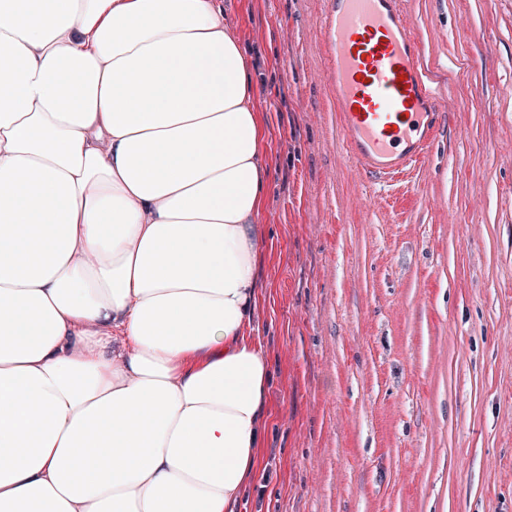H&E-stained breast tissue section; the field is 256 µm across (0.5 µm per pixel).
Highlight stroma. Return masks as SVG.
I'll return each instance as SVG.
<instances>
[{
  "instance_id": "1",
  "label": "stroma",
  "mask_w": 512,
  "mask_h": 512,
  "mask_svg": "<svg viewBox=\"0 0 512 512\" xmlns=\"http://www.w3.org/2000/svg\"><path fill=\"white\" fill-rule=\"evenodd\" d=\"M266 125L262 464L236 512H512V0H406L443 127L347 162L323 0H218Z\"/></svg>"
}]
</instances>
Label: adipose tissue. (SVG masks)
<instances>
[{"mask_svg":"<svg viewBox=\"0 0 512 512\" xmlns=\"http://www.w3.org/2000/svg\"><path fill=\"white\" fill-rule=\"evenodd\" d=\"M264 137L215 0H0V512H233Z\"/></svg>","mask_w":512,"mask_h":512,"instance_id":"adipose-tissue-1","label":"adipose tissue"}]
</instances>
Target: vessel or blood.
Listing matches in <instances>:
<instances>
[{"instance_id": "1", "label": "vessel or blood", "mask_w": 512, "mask_h": 512, "mask_svg": "<svg viewBox=\"0 0 512 512\" xmlns=\"http://www.w3.org/2000/svg\"><path fill=\"white\" fill-rule=\"evenodd\" d=\"M322 35L348 159L383 181L409 175L437 139L443 106L403 0H324Z\"/></svg>"}]
</instances>
